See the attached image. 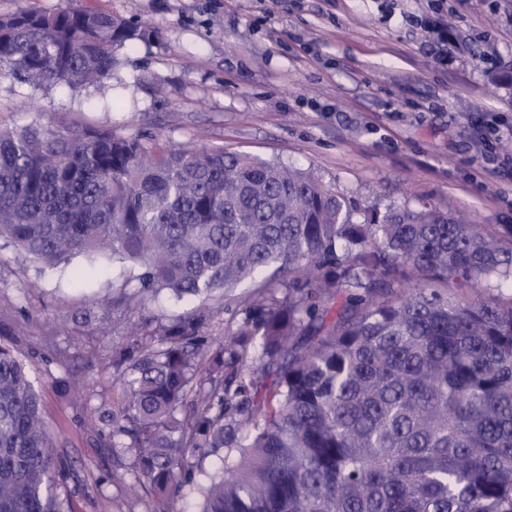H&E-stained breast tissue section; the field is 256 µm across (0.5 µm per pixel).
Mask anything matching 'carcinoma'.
Instances as JSON below:
<instances>
[{
    "label": "carcinoma",
    "mask_w": 512,
    "mask_h": 512,
    "mask_svg": "<svg viewBox=\"0 0 512 512\" xmlns=\"http://www.w3.org/2000/svg\"><path fill=\"white\" fill-rule=\"evenodd\" d=\"M140 36L108 11L0 15V68L37 85L112 76ZM0 239L54 265L141 263L176 299L264 269L246 317L206 345L202 306L113 363L116 433L153 505L193 482L188 457L239 448L201 512H512V227L392 209L352 221L314 175L222 149L110 130L0 128ZM197 408L183 415L188 395ZM40 394L0 346V512H74Z\"/></svg>",
    "instance_id": "obj_1"
}]
</instances>
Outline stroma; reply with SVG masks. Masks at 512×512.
Wrapping results in <instances>:
<instances>
[{
	"instance_id": "1",
	"label": "stroma",
	"mask_w": 512,
	"mask_h": 512,
	"mask_svg": "<svg viewBox=\"0 0 512 512\" xmlns=\"http://www.w3.org/2000/svg\"><path fill=\"white\" fill-rule=\"evenodd\" d=\"M97 7L135 23L110 79L88 89L0 74V127H96L190 152L224 149L313 172L354 221L427 203L512 225V179L482 170L468 119L512 125V0H0V15ZM455 38L435 64V21ZM139 263L78 255L49 266L0 241V345L42 398L75 512H145L134 452L108 450L129 325L200 305L144 295L86 321L92 299L134 291Z\"/></svg>"
}]
</instances>
